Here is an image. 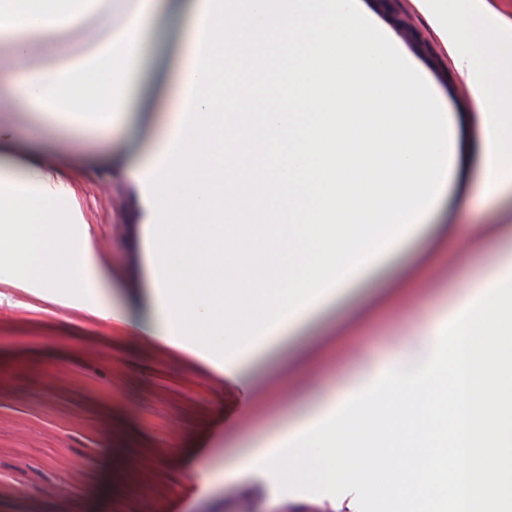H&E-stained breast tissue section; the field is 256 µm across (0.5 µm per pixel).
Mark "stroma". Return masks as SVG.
I'll return each instance as SVG.
<instances>
[{
  "label": "stroma",
  "mask_w": 512,
  "mask_h": 512,
  "mask_svg": "<svg viewBox=\"0 0 512 512\" xmlns=\"http://www.w3.org/2000/svg\"><path fill=\"white\" fill-rule=\"evenodd\" d=\"M356 6L387 31H395L399 19L412 28L417 44L403 39L399 45L457 124L458 178L429 226L262 352L239 387L225 385L192 360L160 356L104 319L60 308L54 329L43 330L28 309L30 296L18 293L17 308L0 316V353L24 348L35 356L22 364L0 363V512H221L225 490L198 484L197 459L223 461L243 437L295 416L313 391L341 388L362 362L391 356L402 330L384 311L343 337L341 359L324 363L313 391L284 399L278 390L284 373L299 374L323 338L344 328L417 262L429 248L433 225L490 224L512 211V198L489 200L480 191L483 106L459 79L429 19L412 0H394L390 14L375 0H357ZM186 22L181 0H168L153 29L129 118L111 135L82 137L74 151L62 152L57 131L33 139L26 124L16 127V148L55 166L73 188L114 288L135 301L146 296L151 282L139 190L125 171L165 132ZM457 257L456 242H449L427 272L438 287L418 296L413 320L434 317L452 300L459 286ZM85 321L101 343L73 336V326Z\"/></svg>",
  "instance_id": "stroma-1"
}]
</instances>
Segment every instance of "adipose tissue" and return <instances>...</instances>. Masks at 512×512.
I'll use <instances>...</instances> for the list:
<instances>
[{
	"label": "adipose tissue",
	"instance_id": "1",
	"mask_svg": "<svg viewBox=\"0 0 512 512\" xmlns=\"http://www.w3.org/2000/svg\"><path fill=\"white\" fill-rule=\"evenodd\" d=\"M448 46L482 114L484 197L512 192V18L491 0H468L456 20L447 0H414ZM161 0H0V103L81 135L107 136L128 113L130 92ZM177 112L165 139L128 174L145 212L152 279L149 317L113 305L109 274L71 186L52 166L13 149L0 125V311L21 290L58 307L135 331L167 355L193 359L237 384L271 342L333 301L336 291L395 252L442 198L456 172L455 131L421 73L352 0H189ZM353 13L363 47L338 87L359 80L370 95L323 112L283 101L316 96L313 76L338 40L329 16ZM484 16V31L470 15ZM268 100L258 109L259 100ZM182 214L186 223H173ZM265 231L240 233L247 218ZM512 225L483 224L463 240L457 314L489 285L512 279V252L476 277L473 260ZM250 268L222 280L215 268ZM195 292L193 306L184 303ZM443 318L420 326L391 357L368 364L343 392L309 407L217 470L204 484L228 488L242 471L329 416L381 371L423 365Z\"/></svg>",
	"mask_w": 512,
	"mask_h": 512
}]
</instances>
